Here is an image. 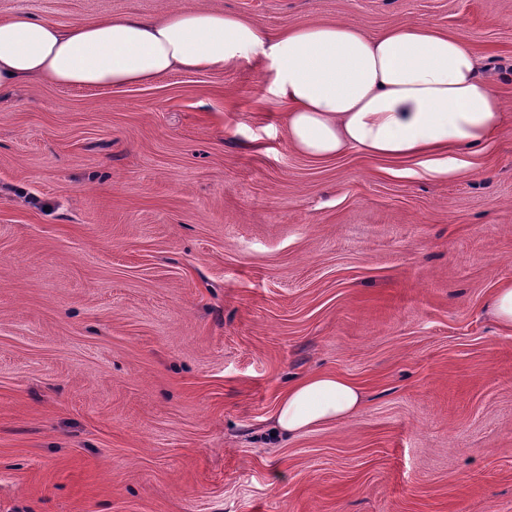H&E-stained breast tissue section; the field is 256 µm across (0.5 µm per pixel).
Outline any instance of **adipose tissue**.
Masks as SVG:
<instances>
[{"label": "adipose tissue", "instance_id": "obj_1", "mask_svg": "<svg viewBox=\"0 0 512 512\" xmlns=\"http://www.w3.org/2000/svg\"><path fill=\"white\" fill-rule=\"evenodd\" d=\"M264 64L286 111L289 147L327 161L351 150L459 176L501 133L504 103L460 37L422 24L371 36L344 22L275 34L221 10L133 13L61 26L25 12L0 16V97L21 83L109 89L186 71ZM360 387L315 373L281 394L274 424L294 436L353 418Z\"/></svg>", "mask_w": 512, "mask_h": 512}]
</instances>
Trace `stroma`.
<instances>
[{
  "label": "stroma",
  "mask_w": 512,
  "mask_h": 512,
  "mask_svg": "<svg viewBox=\"0 0 512 512\" xmlns=\"http://www.w3.org/2000/svg\"><path fill=\"white\" fill-rule=\"evenodd\" d=\"M423 23L512 113V0H0ZM477 177L288 148L265 66L0 97V512H512V130ZM332 372L358 415L273 434ZM486 311L500 329L512 332V282L502 283L494 290Z\"/></svg>",
  "instance_id": "stroma-1"
}]
</instances>
